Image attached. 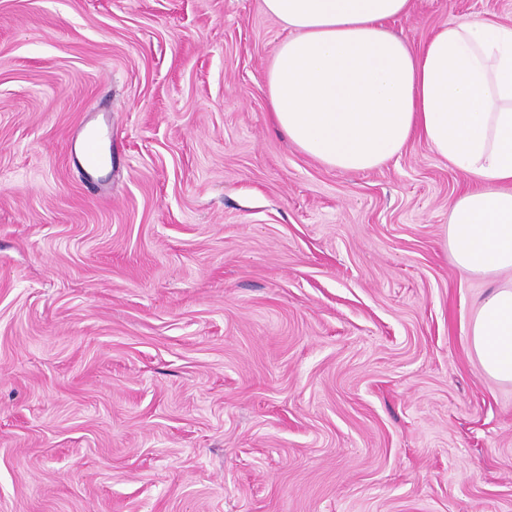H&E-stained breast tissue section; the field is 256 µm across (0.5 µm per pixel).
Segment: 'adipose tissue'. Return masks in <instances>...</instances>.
I'll return each instance as SVG.
<instances>
[{"label": "adipose tissue", "instance_id": "1", "mask_svg": "<svg viewBox=\"0 0 512 512\" xmlns=\"http://www.w3.org/2000/svg\"><path fill=\"white\" fill-rule=\"evenodd\" d=\"M288 35L265 72L274 125L321 165L383 166L411 137L478 181L449 205L455 266L512 272V25L466 17L421 49L390 33L412 0H262ZM482 369L512 383V286L493 291L469 328Z\"/></svg>", "mask_w": 512, "mask_h": 512}]
</instances>
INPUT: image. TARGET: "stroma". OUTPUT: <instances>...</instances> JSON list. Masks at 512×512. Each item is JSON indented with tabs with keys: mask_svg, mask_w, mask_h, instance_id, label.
Returning <instances> with one entry per match:
<instances>
[{
	"mask_svg": "<svg viewBox=\"0 0 512 512\" xmlns=\"http://www.w3.org/2000/svg\"><path fill=\"white\" fill-rule=\"evenodd\" d=\"M512 0H414L421 48ZM262 0H0V512H512L468 332L474 180L329 169L273 124ZM112 127L86 180L68 143Z\"/></svg>",
	"mask_w": 512,
	"mask_h": 512,
	"instance_id": "1",
	"label": "stroma"
}]
</instances>
